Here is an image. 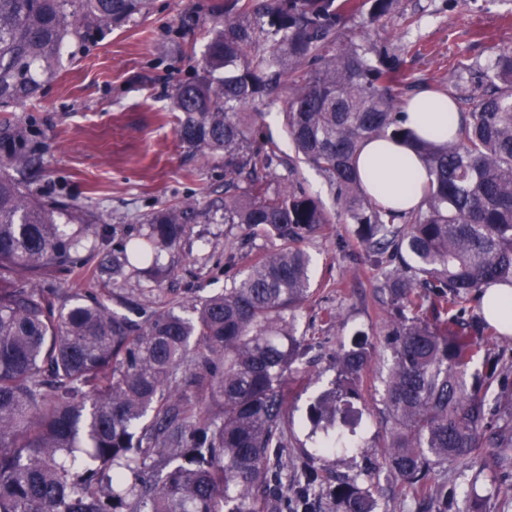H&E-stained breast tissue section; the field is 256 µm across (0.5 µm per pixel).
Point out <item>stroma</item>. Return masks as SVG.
<instances>
[{"label":"stroma","instance_id":"stroma-1","mask_svg":"<svg viewBox=\"0 0 512 512\" xmlns=\"http://www.w3.org/2000/svg\"><path fill=\"white\" fill-rule=\"evenodd\" d=\"M223 2L153 0L146 17L68 44L56 76L12 114L41 148L38 166L15 170V177L91 209L119 236L162 205L188 198L204 205L223 194V160L184 146L168 112L174 86L197 76L209 31L220 18L213 7ZM367 33L369 43L401 54L415 79L452 92L473 86L477 70L490 65L500 48L512 47V0H399L396 13ZM242 233L241 225L200 217L179 245L162 254L161 265L172 268V276L150 292L135 276L119 284L124 302L117 312L133 318L141 308L222 293L228 276L276 245L259 237L241 247ZM304 247L312 259L314 295L295 327L310 373L288 384L292 457L314 446L309 406L336 379L340 349L360 331L377 352H385L389 324L378 281L355 255V225H327ZM326 308L339 313L335 324L321 322ZM364 394L355 449L326 457L324 465L335 475L358 477L364 487L378 477L384 490L379 512H417L414 489L388 476L380 453L386 425L379 371L368 372ZM429 488L434 498L447 499L448 512H462L467 490L474 493L476 512H512V472L497 469L490 452L472 463L436 467Z\"/></svg>","mask_w":512,"mask_h":512}]
</instances>
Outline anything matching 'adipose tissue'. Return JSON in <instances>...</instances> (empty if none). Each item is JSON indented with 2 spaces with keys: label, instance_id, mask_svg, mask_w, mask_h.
<instances>
[{
  "label": "adipose tissue",
  "instance_id": "adipose-tissue-1",
  "mask_svg": "<svg viewBox=\"0 0 512 512\" xmlns=\"http://www.w3.org/2000/svg\"><path fill=\"white\" fill-rule=\"evenodd\" d=\"M459 121V112L444 93H418L403 114L405 127L438 143L447 141L449 129ZM358 175L371 197L400 211L419 206L428 181L427 168L403 139L368 141L358 157Z\"/></svg>",
  "mask_w": 512,
  "mask_h": 512
}]
</instances>
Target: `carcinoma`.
Instances as JSON below:
<instances>
[{
	"label": "carcinoma",
	"mask_w": 512,
	"mask_h": 512,
	"mask_svg": "<svg viewBox=\"0 0 512 512\" xmlns=\"http://www.w3.org/2000/svg\"><path fill=\"white\" fill-rule=\"evenodd\" d=\"M397 5L226 0L200 74L176 86L169 112L187 148L224 159V197L208 212L243 225L247 242L271 235L279 245L223 294L140 323L112 311V289L60 288L52 272L154 280L199 203L146 214L91 266L81 252L98 236L93 213L9 174L40 150L26 128L0 122V512H323L327 478L313 463L351 447L341 428L361 424L354 401L373 356L360 338L342 350L338 378L309 407L321 437L288 477L294 313L312 295L302 243L337 216L298 179L299 163L325 177L392 298L381 448L390 475L422 488L434 465L512 448V419L488 421L493 386H503L497 361L474 341L498 330L471 309L489 286L512 285V48L453 96L462 119L446 143L417 142L430 182L420 206L399 214L355 169L365 141L408 136L400 114L419 83L400 55L354 30ZM150 9L151 0H0V112L36 98L32 68L54 76L67 43ZM259 105L279 106L292 155L264 133ZM480 357L484 378L470 385ZM332 495L336 512H377L355 478Z\"/></svg>",
	"instance_id": "carcinoma-1"
}]
</instances>
